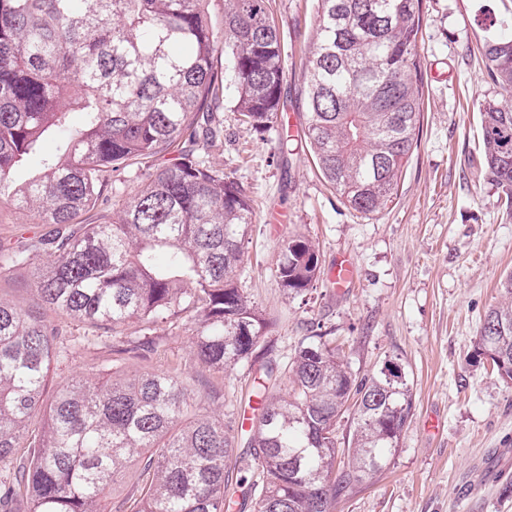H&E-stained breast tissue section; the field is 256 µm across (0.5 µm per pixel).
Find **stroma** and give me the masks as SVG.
<instances>
[{
  "instance_id": "stroma-1",
  "label": "stroma",
  "mask_w": 512,
  "mask_h": 512,
  "mask_svg": "<svg viewBox=\"0 0 512 512\" xmlns=\"http://www.w3.org/2000/svg\"><path fill=\"white\" fill-rule=\"evenodd\" d=\"M284 42L281 110L256 134L233 108V92L218 115L224 134L209 148L211 165L249 193L253 222L243 245L239 281L272 322L258 361L221 372L203 369L193 354L190 318L157 322L154 344L115 360L112 334L47 310L62 331L64 351L51 363L47 389L83 373L110 381L177 370L207 412L234 418L268 363L284 364L313 326L343 343L354 372L371 374L387 360L404 367L413 407L388 468L339 500L334 512H512V385L473 356L480 323L499 299L500 277L512 271V210L484 175L479 105L503 89L487 76L482 47L492 37L482 19L512 23V0H423L419 41L423 112L418 146L398 195L387 210L364 216L345 207L315 167L301 132L300 71L316 18L315 0H272ZM129 161L109 181L94 211L111 221L115 204L148 177ZM55 225L40 223L0 196V249L47 264L43 242ZM302 235L315 245L320 275L307 295L280 287L281 242ZM354 279L337 288L339 260ZM0 300L38 304L30 267L0 258Z\"/></svg>"
}]
</instances>
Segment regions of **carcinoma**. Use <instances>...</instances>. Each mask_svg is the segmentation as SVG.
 Listing matches in <instances>:
<instances>
[{
	"mask_svg": "<svg viewBox=\"0 0 512 512\" xmlns=\"http://www.w3.org/2000/svg\"><path fill=\"white\" fill-rule=\"evenodd\" d=\"M269 2L228 0L219 30L209 0H0V186L42 155L41 174L10 197L59 225L44 243L53 261L34 266L37 292L44 306L107 330L142 320L137 344L116 342L117 355L151 343L156 320L183 314L196 321V359L209 370L261 348L270 320L235 279L251 198L207 150L230 85L248 130L278 117L283 45ZM424 22L423 0H318L300 75L303 138L324 180L365 215L394 202L418 146ZM484 58L489 79L511 92L480 111L485 172L512 209V33L491 37ZM51 138L57 154L43 152ZM165 155L117 222L69 230L126 160ZM318 272L307 238L282 240L281 288L302 295ZM499 286L504 302L484 316L474 353L512 384V272ZM59 335L40 312L0 301V462L15 461L0 501L22 496L30 512H102L127 477L134 512H331L387 468L412 410L407 376L384 366L358 375L321 331L265 369L236 426L203 411L176 369L112 382L76 374L47 404ZM342 419L354 425L344 448ZM242 436L254 453L239 456L245 475L233 484L224 459Z\"/></svg>",
	"mask_w": 512,
	"mask_h": 512,
	"instance_id": "cac0c4a2",
	"label": "carcinoma"
}]
</instances>
